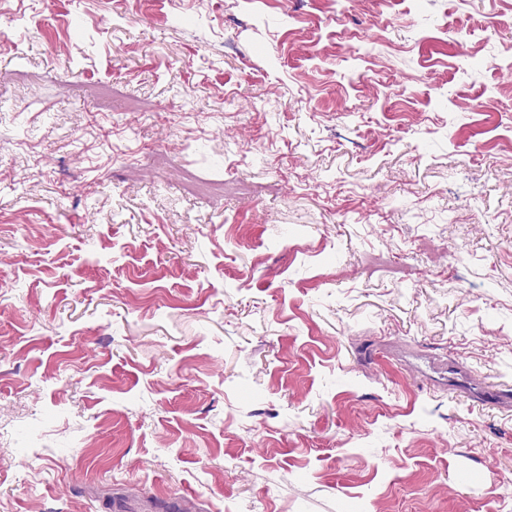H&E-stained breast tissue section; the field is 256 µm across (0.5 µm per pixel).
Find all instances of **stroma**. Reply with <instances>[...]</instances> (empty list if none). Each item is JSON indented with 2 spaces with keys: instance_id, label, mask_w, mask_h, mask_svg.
Instances as JSON below:
<instances>
[{
  "instance_id": "stroma-1",
  "label": "stroma",
  "mask_w": 512,
  "mask_h": 512,
  "mask_svg": "<svg viewBox=\"0 0 512 512\" xmlns=\"http://www.w3.org/2000/svg\"><path fill=\"white\" fill-rule=\"evenodd\" d=\"M512 0H0V512H512ZM429 370L435 375L440 385L448 381V389L454 391L474 390L483 401L493 405H509L510 394L503 392L498 386L488 383H475L471 375L456 361L432 359L428 361ZM467 385V387H463Z\"/></svg>"
}]
</instances>
